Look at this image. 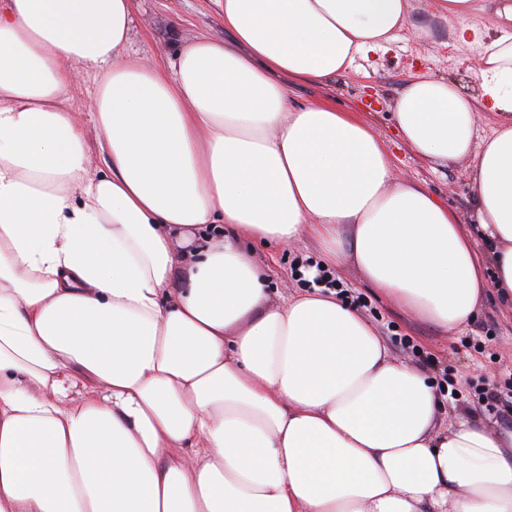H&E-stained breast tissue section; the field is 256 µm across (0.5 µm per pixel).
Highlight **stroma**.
Instances as JSON below:
<instances>
[{"label":"stroma","instance_id":"35a3bbf8","mask_svg":"<svg viewBox=\"0 0 512 512\" xmlns=\"http://www.w3.org/2000/svg\"><path fill=\"white\" fill-rule=\"evenodd\" d=\"M135 33L131 45L138 55L168 63L178 45L169 37L180 28L186 37L205 34L224 38V15L214 0H133ZM498 0H477L474 12L452 20L414 16L398 39L385 48L356 57L352 68L336 82L312 84L287 82L290 96L300 103L329 101L337 110L356 112L375 128L393 154L395 176L416 182L447 202L461 220L464 233H472V161L448 164L418 155L396 136L395 102L402 86L417 73L449 78L465 91L475 92L472 70L477 51L459 45L460 29L493 27ZM253 259L269 273L268 302L281 304L303 292L311 266L323 264L318 242L302 236L288 247L260 244L252 247ZM343 294L342 301L356 308L377 329L394 360L422 372L440 394L459 392L457 403H445L437 416L438 429L456 417L472 414L490 428L512 427V405L482 401L485 391L512 386V305L489 292L476 317L461 331H443L414 314L378 297L360 270L341 258L331 268Z\"/></svg>","mask_w":512,"mask_h":512}]
</instances>
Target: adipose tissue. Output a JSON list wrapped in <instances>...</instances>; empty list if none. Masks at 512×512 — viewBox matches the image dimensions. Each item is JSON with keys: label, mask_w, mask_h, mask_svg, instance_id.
Segmentation results:
<instances>
[{"label": "adipose tissue", "mask_w": 512, "mask_h": 512, "mask_svg": "<svg viewBox=\"0 0 512 512\" xmlns=\"http://www.w3.org/2000/svg\"><path fill=\"white\" fill-rule=\"evenodd\" d=\"M217 3L228 39L165 66L130 52L131 0H0V512H512V428L436 430L437 389L369 321L319 288L268 305L248 249L311 235L444 331L512 302V0L458 35L478 96L415 75L395 114L420 156L472 160L483 256L370 123L283 84L475 0ZM92 89L91 83L77 82L72 86L68 101L71 112H91Z\"/></svg>", "instance_id": "1"}]
</instances>
